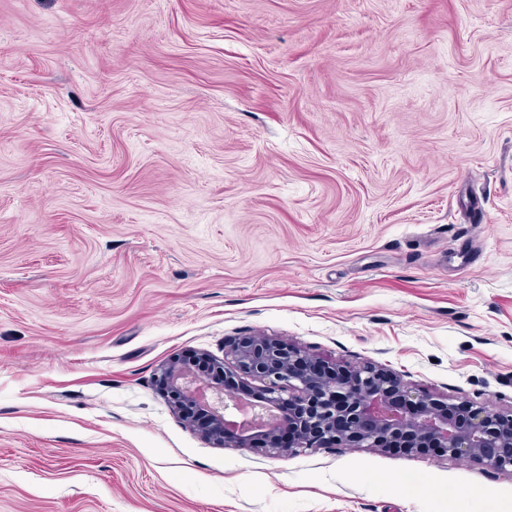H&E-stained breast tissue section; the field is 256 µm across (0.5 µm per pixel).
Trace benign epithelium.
Masks as SVG:
<instances>
[{
    "instance_id": "benign-epithelium-1",
    "label": "benign epithelium",
    "mask_w": 512,
    "mask_h": 512,
    "mask_svg": "<svg viewBox=\"0 0 512 512\" xmlns=\"http://www.w3.org/2000/svg\"><path fill=\"white\" fill-rule=\"evenodd\" d=\"M239 373L264 382L259 399L225 391V381ZM156 382L183 421L221 448L248 443L283 456L328 445L411 452L433 446L447 458L512 468V413L458 406L373 365H326L269 336L234 340L222 360L173 357L159 366Z\"/></svg>"
}]
</instances>
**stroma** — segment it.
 <instances>
[{"label": "stroma", "instance_id": "35a3bbf8", "mask_svg": "<svg viewBox=\"0 0 512 512\" xmlns=\"http://www.w3.org/2000/svg\"><path fill=\"white\" fill-rule=\"evenodd\" d=\"M257 334L512 411V0H0V512H512L204 441L156 370Z\"/></svg>", "mask_w": 512, "mask_h": 512}]
</instances>
